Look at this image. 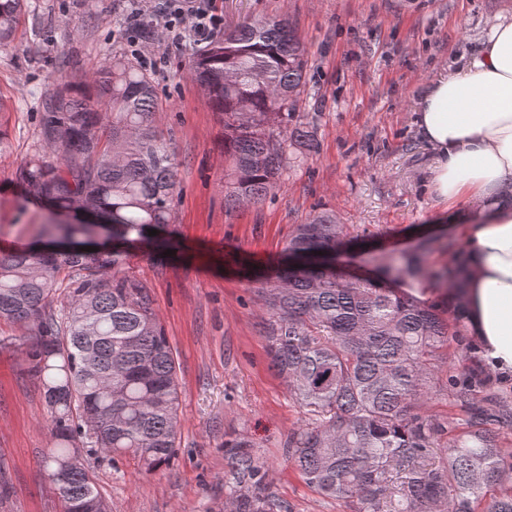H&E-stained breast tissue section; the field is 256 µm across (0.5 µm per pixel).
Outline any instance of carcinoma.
Wrapping results in <instances>:
<instances>
[{
    "label": "carcinoma",
    "mask_w": 512,
    "mask_h": 512,
    "mask_svg": "<svg viewBox=\"0 0 512 512\" xmlns=\"http://www.w3.org/2000/svg\"><path fill=\"white\" fill-rule=\"evenodd\" d=\"M22 6L0 0V43L13 36ZM306 69L305 47L282 19L245 22L192 60L194 82L224 123L226 205L263 202L288 166V146L312 148L310 131L294 121ZM88 87L80 99L61 87L45 102L42 148L18 170L26 193L57 220L40 225L26 248L0 254V321L28 331L23 355L54 439L42 467L64 512L106 501L93 455L128 457L149 471L169 463L180 404L165 329L126 274L138 245L177 248L178 162L158 130L154 79L114 57ZM105 231L112 246L81 250ZM345 237L329 215L295 225L284 268L261 288L272 314L269 366L308 415L288 435L294 468L350 512H512V451L500 438L512 408L480 402L474 347L462 352L464 378L448 376L466 417L427 409L435 361L462 331L464 244L430 238L410 251H373L371 268L357 275L336 265ZM435 252L448 263L430 264ZM425 284L442 302L424 297ZM224 447L231 512H287L252 445L232 439Z\"/></svg>",
    "instance_id": "1"
}]
</instances>
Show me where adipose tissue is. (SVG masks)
Wrapping results in <instances>:
<instances>
[{
    "label": "adipose tissue",
    "mask_w": 512,
    "mask_h": 512,
    "mask_svg": "<svg viewBox=\"0 0 512 512\" xmlns=\"http://www.w3.org/2000/svg\"><path fill=\"white\" fill-rule=\"evenodd\" d=\"M415 122L436 154L431 189L462 218L479 356L512 380V205L493 198L512 183V16L497 17L476 54L430 82Z\"/></svg>",
    "instance_id": "1"
}]
</instances>
